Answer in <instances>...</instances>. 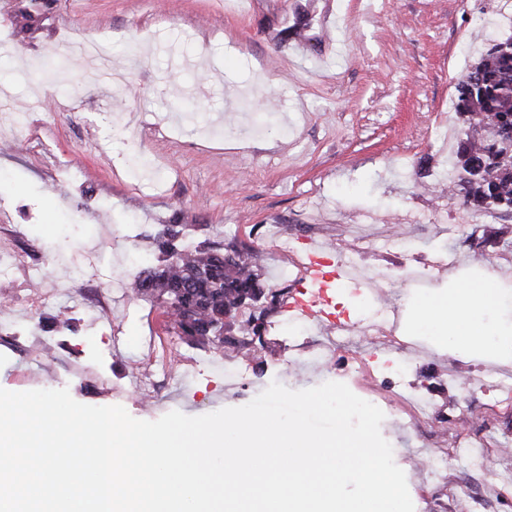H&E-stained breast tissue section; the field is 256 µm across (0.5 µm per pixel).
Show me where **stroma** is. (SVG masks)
Returning <instances> with one entry per match:
<instances>
[{"mask_svg":"<svg viewBox=\"0 0 512 512\" xmlns=\"http://www.w3.org/2000/svg\"><path fill=\"white\" fill-rule=\"evenodd\" d=\"M0 0V225L20 254L0 275V388L68 389L79 403L124 407L154 421L249 403L272 381L301 390L346 372L356 395L395 411L381 425L406 474L415 512L441 496L415 467L433 444L403 417L411 398L437 401L433 427L447 436L486 430L512 448V407L488 412L487 396L463 395L478 368L512 375L422 338L396 352L364 335L339 336L285 304L264 325L261 358L242 371L214 350L162 331L158 308L133 296L134 252L156 264L152 242L166 224L179 240L264 251L272 285L286 259L273 246L292 234L311 259L300 296L324 289L325 318L360 311L336 283L338 246L393 235L390 251L445 291L431 264L456 252L472 272L512 246V223L493 225L470 248L475 219L449 196L441 168L454 83L489 42L497 0H46L31 30ZM313 17L317 48L282 44L295 14ZM97 45L105 68H82L76 45ZM64 68L50 70V59ZM96 292L107 303L87 300ZM166 374L143 402L134 376L146 358ZM405 360L395 380L387 366Z\"/></svg>","mask_w":512,"mask_h":512,"instance_id":"stroma-1","label":"stroma"}]
</instances>
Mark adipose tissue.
Returning <instances> with one entry per match:
<instances>
[{
	"instance_id": "obj_1",
	"label": "adipose tissue",
	"mask_w": 512,
	"mask_h": 512,
	"mask_svg": "<svg viewBox=\"0 0 512 512\" xmlns=\"http://www.w3.org/2000/svg\"><path fill=\"white\" fill-rule=\"evenodd\" d=\"M498 301L494 277L459 281L444 294L420 299L416 306L418 322L437 334L451 351L487 354L496 335L481 316L497 309Z\"/></svg>"
}]
</instances>
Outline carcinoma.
I'll return each instance as SVG.
<instances>
[{"label": "carcinoma", "instance_id": "obj_1", "mask_svg": "<svg viewBox=\"0 0 512 512\" xmlns=\"http://www.w3.org/2000/svg\"><path fill=\"white\" fill-rule=\"evenodd\" d=\"M314 18L302 16L280 32V41L304 39ZM454 101L458 119L469 129L481 132L466 138L458 149V165L468 177L458 176L456 186L464 205L472 212L488 208L512 209V151L495 147L496 140L512 130V35L485 48L471 70L455 84ZM219 248L198 246L181 249L173 262L146 267L132 282L134 294L146 298L166 314L189 315V321L167 325L170 332L189 342L225 353L228 357L250 355L257 347L234 344L215 337V314L224 301L236 300L250 288L265 289L260 277V256H241L229 266L220 262ZM189 270L209 275L187 281Z\"/></svg>", "mask_w": 512, "mask_h": 512}]
</instances>
